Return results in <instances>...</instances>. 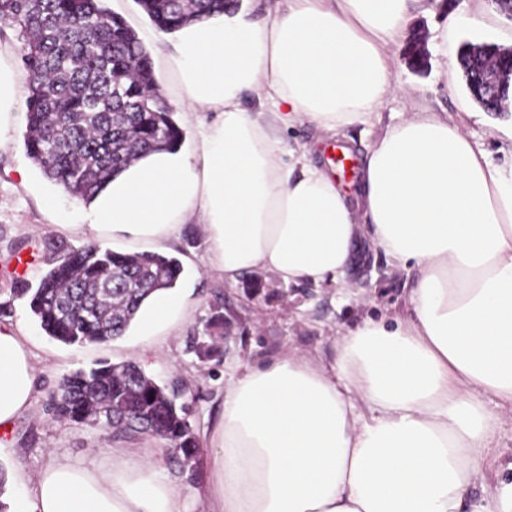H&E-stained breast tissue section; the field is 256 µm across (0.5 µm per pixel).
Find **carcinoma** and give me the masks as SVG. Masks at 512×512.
I'll use <instances>...</instances> for the list:
<instances>
[{
  "instance_id": "cac0c4a2",
  "label": "carcinoma",
  "mask_w": 512,
  "mask_h": 512,
  "mask_svg": "<svg viewBox=\"0 0 512 512\" xmlns=\"http://www.w3.org/2000/svg\"><path fill=\"white\" fill-rule=\"evenodd\" d=\"M165 32L225 11L230 0H135ZM0 23L19 29L29 76L24 145L42 175L90 203L112 177L150 151L169 150L184 132L151 89L150 54L137 33L102 0H0ZM49 268L29 309L50 339L105 343L126 333L143 302L175 287L177 259L156 252L117 253L90 242L51 248ZM203 360L220 356L224 315L209 321ZM184 392L159 384L128 361L71 371L48 402L56 421L99 424L122 439L147 433L166 442L169 461L192 468L198 439Z\"/></svg>"
}]
</instances>
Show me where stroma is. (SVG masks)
<instances>
[{
    "label": "stroma",
    "instance_id": "35a3bbf8",
    "mask_svg": "<svg viewBox=\"0 0 512 512\" xmlns=\"http://www.w3.org/2000/svg\"><path fill=\"white\" fill-rule=\"evenodd\" d=\"M470 7L482 15V23L450 30L446 27L449 12L442 0H420L412 21L427 38L430 67L412 71L401 49H392L395 90L379 107L374 124L348 127L341 139L356 157H363L366 145L407 113L445 112L464 119L472 140L494 163L512 165V156L500 150L503 141L512 137V111L488 112L475 103L456 66L462 42L512 44V20L497 12L491 0H471ZM443 30L448 33L444 47L434 40ZM24 131V126H17L0 144V323L19 321L37 335L39 386L32 408L15 423L8 446L0 449V467L5 470L19 468L32 479L50 458L89 464L120 447V440L104 428L50 419L45 406L67 372L89 368L99 360L135 361L158 383L178 384L194 396L189 422L200 434L218 417L232 376L245 366L263 364L290 351L332 363L340 334L366 317L402 313L408 307L414 273L391 265L367 240L355 247L359 260L346 272V287L286 285L262 270L244 274L231 286L221 273L210 269L204 227L191 222L182 226L167 250L170 256L193 262L178 282L189 300L187 316L178 328L147 343L136 342L129 332L101 344L68 346L51 340L42 334L22 291L36 287L40 272L47 267L49 243L82 246V238L62 230L61 225L83 223L89 206L64 191L54 206H47L40 193L21 182L16 169L28 160ZM29 251L35 252V262L21 275L10 274L13 258ZM255 281L260 282V289H252ZM217 309L224 314V356L204 362L190 346L194 337L206 334V324ZM153 462L186 498L189 512H204L199 492L208 477L206 452H199L191 475L171 469L166 452H156Z\"/></svg>",
    "mask_w": 512,
    "mask_h": 512
}]
</instances>
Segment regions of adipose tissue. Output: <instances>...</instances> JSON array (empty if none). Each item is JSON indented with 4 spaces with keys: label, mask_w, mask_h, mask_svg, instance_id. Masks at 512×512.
I'll return each instance as SVG.
<instances>
[{
    "label": "adipose tissue",
    "mask_w": 512,
    "mask_h": 512,
    "mask_svg": "<svg viewBox=\"0 0 512 512\" xmlns=\"http://www.w3.org/2000/svg\"><path fill=\"white\" fill-rule=\"evenodd\" d=\"M247 2L251 18L216 14L158 49L186 110L217 117L190 148L114 177L90 205L87 240L163 248L195 217L227 282L261 269L339 285L367 230L417 277L407 311L365 318L332 364L291 353L232 379L204 437L206 512H512V479L486 477L497 410L512 407V167L458 121L416 112L368 148L346 195L309 151L284 154L276 130L308 122L333 139L368 124L393 90L389 49L410 38L416 0ZM22 84L0 51V143ZM185 311L181 291L155 293L137 332L161 335ZM34 345L23 324H0V447L33 405ZM12 483L10 512H188L141 448L54 458Z\"/></svg>",
    "instance_id": "obj_1"
}]
</instances>
